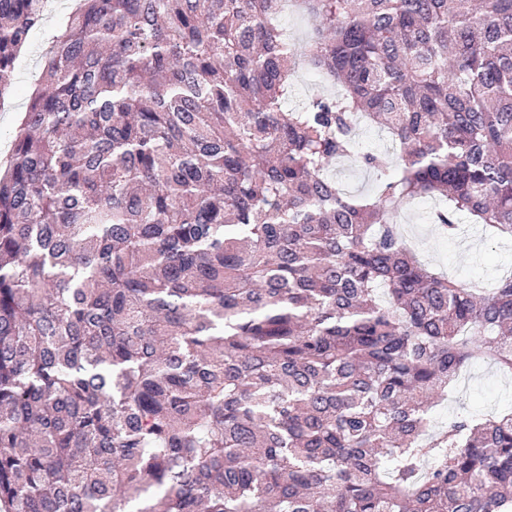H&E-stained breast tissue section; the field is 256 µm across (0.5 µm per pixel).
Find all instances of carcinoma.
Wrapping results in <instances>:
<instances>
[{
    "mask_svg": "<svg viewBox=\"0 0 512 512\" xmlns=\"http://www.w3.org/2000/svg\"><path fill=\"white\" fill-rule=\"evenodd\" d=\"M47 0H0V104ZM78 0L0 172V512H512V274L421 264L443 201L512 242V0ZM303 61L340 90L285 104ZM376 193L326 174L358 119ZM278 24L296 43H303L312 34V24L308 17L295 6L289 5L278 17ZM507 405L512 406V378L503 377L489 366H480L460 380L448 401L433 409V417L443 422L452 414L475 409L493 411Z\"/></svg>",
    "mask_w": 512,
    "mask_h": 512,
    "instance_id": "1",
    "label": "carcinoma"
}]
</instances>
